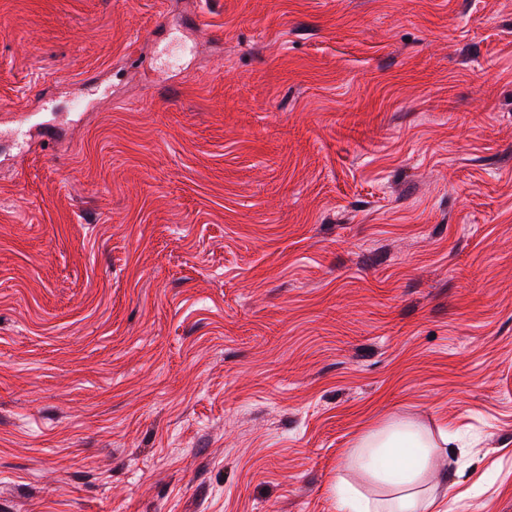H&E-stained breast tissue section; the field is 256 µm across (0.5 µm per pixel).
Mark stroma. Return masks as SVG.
<instances>
[{
	"mask_svg": "<svg viewBox=\"0 0 512 512\" xmlns=\"http://www.w3.org/2000/svg\"><path fill=\"white\" fill-rule=\"evenodd\" d=\"M402 419L512 512V0H0V512H339Z\"/></svg>",
	"mask_w": 512,
	"mask_h": 512,
	"instance_id": "35a3bbf8",
	"label": "stroma"
}]
</instances>
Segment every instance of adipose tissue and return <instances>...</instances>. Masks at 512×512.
<instances>
[{
  "instance_id": "obj_1",
  "label": "adipose tissue",
  "mask_w": 512,
  "mask_h": 512,
  "mask_svg": "<svg viewBox=\"0 0 512 512\" xmlns=\"http://www.w3.org/2000/svg\"><path fill=\"white\" fill-rule=\"evenodd\" d=\"M434 445L417 424L396 420L362 438L350 462L371 480L391 490L383 501H372L355 490H341V512H447L434 495L419 485L430 468Z\"/></svg>"
}]
</instances>
